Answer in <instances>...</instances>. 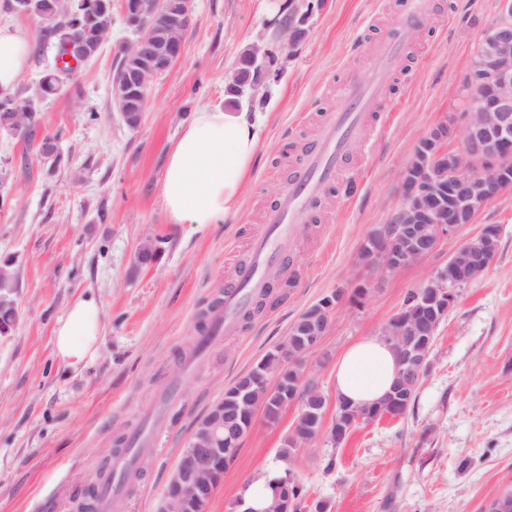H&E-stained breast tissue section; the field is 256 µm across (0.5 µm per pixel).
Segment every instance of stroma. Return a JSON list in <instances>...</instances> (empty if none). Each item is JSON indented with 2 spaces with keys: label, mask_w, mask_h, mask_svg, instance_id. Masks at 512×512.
Returning <instances> with one entry per match:
<instances>
[{
  "label": "stroma",
  "mask_w": 512,
  "mask_h": 512,
  "mask_svg": "<svg viewBox=\"0 0 512 512\" xmlns=\"http://www.w3.org/2000/svg\"><path fill=\"white\" fill-rule=\"evenodd\" d=\"M404 0H307L290 11L305 35L283 48L280 72L238 108L261 113V159L245 189L239 220L203 226L170 223L160 186L167 151L202 104L220 105L238 60L279 38L260 0H195L182 56L149 90L139 129L112 107V69L128 38L120 12L98 56L76 82L39 106L29 137L0 133V262L15 273L18 318L0 339V512H77L97 475L153 411L169 382L181 387L155 448L142 453L137 483L112 512H158L166 481L196 422L269 350L283 343L310 305L357 280V250L402 199L400 173L418 140L461 105L465 67L499 0H433L406 57L358 138L352 165L326 189L289 248L285 277L263 309L214 340L183 374L198 342L201 314L224 295L266 208L288 189V173L325 116L364 79L381 41L397 31ZM56 152L43 158L45 135ZM502 228L488 271L442 322L413 408L402 417L358 423L339 447L320 434L291 469L305 489L302 512L324 501L330 512H486L512 491V191L463 227ZM160 258L138 265L145 236ZM458 239L370 289L361 306L339 308L306 370L333 421L332 368L340 353L378 329L408 289L446 262ZM93 297L101 332L95 357L72 367L55 353L57 322ZM299 409L276 423L257 417L205 512H238L247 484L277 462Z\"/></svg>",
  "instance_id": "35a3bbf8"
}]
</instances>
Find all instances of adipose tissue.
Listing matches in <instances>:
<instances>
[{"label":"adipose tissue","mask_w":512,"mask_h":512,"mask_svg":"<svg viewBox=\"0 0 512 512\" xmlns=\"http://www.w3.org/2000/svg\"><path fill=\"white\" fill-rule=\"evenodd\" d=\"M33 39L22 28L0 27V92L14 88L24 72ZM260 120L234 107L199 106L171 145L161 179V197L171 223L206 225L238 219L243 187L260 154ZM100 321L94 299H79L54 332L57 355L76 366L94 356ZM398 370L396 352L367 336L337 359L333 387L338 400L355 408L380 404Z\"/></svg>","instance_id":"ef3b65f1"}]
</instances>
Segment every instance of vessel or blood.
I'll list each match as a JSON object with an SVG mask.
<instances>
[{
  "label": "vessel or blood",
  "instance_id": "1",
  "mask_svg": "<svg viewBox=\"0 0 512 512\" xmlns=\"http://www.w3.org/2000/svg\"><path fill=\"white\" fill-rule=\"evenodd\" d=\"M423 9V0H408L400 18L403 39L413 37L415 21ZM403 39L383 45L370 81L353 90L343 111L327 116L318 138L305 147L302 161L289 176L287 191L266 212L261 231L252 237L236 278L224 292L223 307L211 313L205 327L206 337L220 336L236 328L252 298L270 288L284 270L292 225L306 222L324 190L348 165L354 139L369 120L364 103L377 94L396 67ZM141 444L140 437H133L125 458L113 461L104 472L96 492L98 512H110L113 497L134 481L132 461Z\"/></svg>",
  "mask_w": 512,
  "mask_h": 512
}]
</instances>
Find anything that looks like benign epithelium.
I'll list each match as a JSON object with an SVG mask.
<instances>
[{
    "label": "benign epithelium",
    "mask_w": 512,
    "mask_h": 512,
    "mask_svg": "<svg viewBox=\"0 0 512 512\" xmlns=\"http://www.w3.org/2000/svg\"><path fill=\"white\" fill-rule=\"evenodd\" d=\"M501 16L484 33L483 53L467 62L468 104L463 109V132L459 146L446 148L457 132L455 118L433 126L416 148L431 155L418 167L408 163L401 171L402 201L385 224L368 233L360 244L355 262L363 272L355 286L369 290L405 267L419 262L457 237L460 230L496 197L512 189V0H500ZM70 8L45 10L35 0H15L11 8L38 15L40 27L59 37L67 56L86 62L94 58L108 29L85 22L81 32L69 33L70 22L89 14L85 0H68ZM194 0H121V14L134 38L122 43L119 64L112 75V103L124 124L138 129L148 109L152 82L178 60L192 22ZM255 66L250 88L256 92L269 73L270 52L265 46L248 50ZM501 240V227L484 224L479 232L463 240L445 264L434 268L425 279L423 303L450 308L462 289L478 280L490 267ZM0 265V307L17 308L14 280H5ZM349 286L331 292L333 301L316 307L297 320L300 336H323L338 308L349 302ZM399 324H384L379 332L399 354L400 373L410 385H418L430 367L429 337L436 332L418 311ZM281 374L270 369L268 378L252 386L249 399L260 409L274 394ZM238 430L234 419L224 418V408L190 437L179 462L168 478L159 512H203L224 477L231 449L225 447Z\"/></svg>",
    "instance_id": "7a95c632"
}]
</instances>
